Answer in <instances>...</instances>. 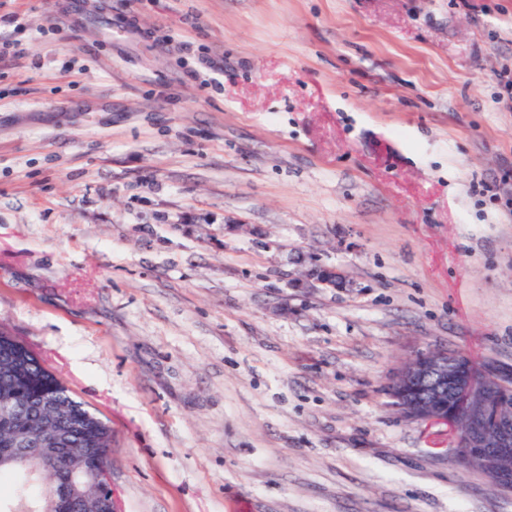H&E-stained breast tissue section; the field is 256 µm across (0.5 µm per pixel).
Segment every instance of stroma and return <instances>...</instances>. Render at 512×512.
Segmentation results:
<instances>
[{
    "mask_svg": "<svg viewBox=\"0 0 512 512\" xmlns=\"http://www.w3.org/2000/svg\"><path fill=\"white\" fill-rule=\"evenodd\" d=\"M1 40L0 328L118 512H512L389 393L512 372V0H0ZM334 274L336 275L335 286L332 282ZM345 283V278L335 269L325 266H316L306 270L302 277L294 279L291 285L295 288H313L316 284L330 288H340L343 287Z\"/></svg>",
    "mask_w": 512,
    "mask_h": 512,
    "instance_id": "35a3bbf8",
    "label": "stroma"
}]
</instances>
